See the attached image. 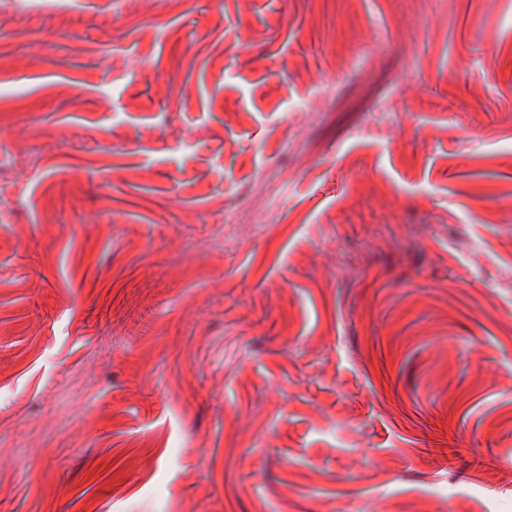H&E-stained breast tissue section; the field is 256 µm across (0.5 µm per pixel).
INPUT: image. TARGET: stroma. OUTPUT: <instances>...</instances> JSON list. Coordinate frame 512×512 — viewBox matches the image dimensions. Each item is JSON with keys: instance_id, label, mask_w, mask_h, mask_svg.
Masks as SVG:
<instances>
[{"instance_id": "obj_1", "label": "stroma", "mask_w": 512, "mask_h": 512, "mask_svg": "<svg viewBox=\"0 0 512 512\" xmlns=\"http://www.w3.org/2000/svg\"><path fill=\"white\" fill-rule=\"evenodd\" d=\"M0 45V512H512V0Z\"/></svg>"}]
</instances>
